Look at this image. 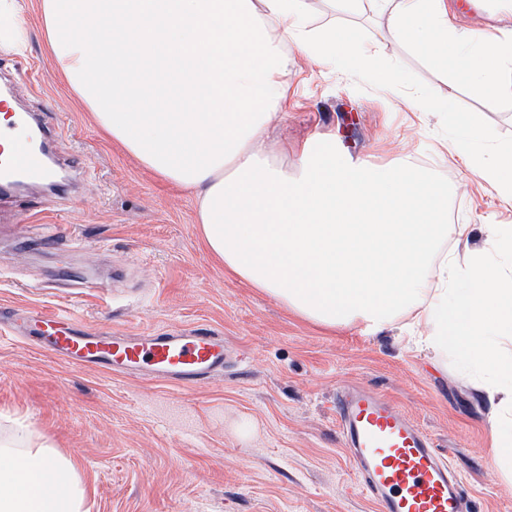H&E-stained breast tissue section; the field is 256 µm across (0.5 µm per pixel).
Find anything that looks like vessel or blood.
Segmentation results:
<instances>
[{
    "label": "vessel or blood",
    "mask_w": 512,
    "mask_h": 512,
    "mask_svg": "<svg viewBox=\"0 0 512 512\" xmlns=\"http://www.w3.org/2000/svg\"><path fill=\"white\" fill-rule=\"evenodd\" d=\"M29 117L18 112L0 129V182L42 179L50 171L31 147ZM28 328L45 351L77 367H109L128 376L200 385L223 372L224 339L205 328L145 336H88L67 312L34 313ZM340 434L350 449L359 486L381 512H473L459 472L431 437L391 399L371 390L343 387L336 395Z\"/></svg>",
    "instance_id": "obj_1"
}]
</instances>
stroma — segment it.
<instances>
[{"label":"stroma","instance_id":"obj_1","mask_svg":"<svg viewBox=\"0 0 512 512\" xmlns=\"http://www.w3.org/2000/svg\"><path fill=\"white\" fill-rule=\"evenodd\" d=\"M29 49L0 47V73L17 109L65 125L63 145L83 161L67 191L42 186L0 201V304L15 313L70 310L91 336L206 325L232 353L224 375L174 386L70 366L29 338H0V427L14 426L80 463L89 512H379L361 492L341 439L335 399L360 385L393 400L461 475L474 512H512V479L490 463L484 408L453 355L435 356L398 331L361 336L300 319L273 297L225 272L205 248L192 196L142 168L106 140L66 87L42 37L37 4L26 14ZM406 78L405 92H448L444 77L402 47L381 43ZM288 122L268 143L283 163L314 133L335 137L345 156L431 164L459 185L448 200L455 224H511L506 208L462 172L445 141V114L384 105L356 77L290 69ZM456 109L512 141V99L485 101L467 89ZM32 232L66 224L74 252L17 247L18 221ZM75 269L101 291L78 293Z\"/></svg>","mask_w":512,"mask_h":512}]
</instances>
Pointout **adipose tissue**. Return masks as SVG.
I'll return each mask as SVG.
<instances>
[{"label":"adipose tissue","mask_w":512,"mask_h":512,"mask_svg":"<svg viewBox=\"0 0 512 512\" xmlns=\"http://www.w3.org/2000/svg\"><path fill=\"white\" fill-rule=\"evenodd\" d=\"M330 15L369 9L387 41L448 79L403 105L452 118L465 178L512 207V143L453 111L464 86L512 97V0H486L481 30L453 24L448 0H323ZM46 43L99 127L157 177L189 192L207 250L296 316L363 336L401 317L421 347L454 352L486 409L491 463L512 474V225L484 230L495 253L447 250L470 235L448 221V186L411 156L354 163L308 138L293 165L267 147L288 119V61L347 71L386 94L403 78L353 30L310 25L312 0H40ZM25 0H0V41L26 48ZM73 457L0 434V512H83Z\"/></svg>","instance_id":"obj_1"}]
</instances>
